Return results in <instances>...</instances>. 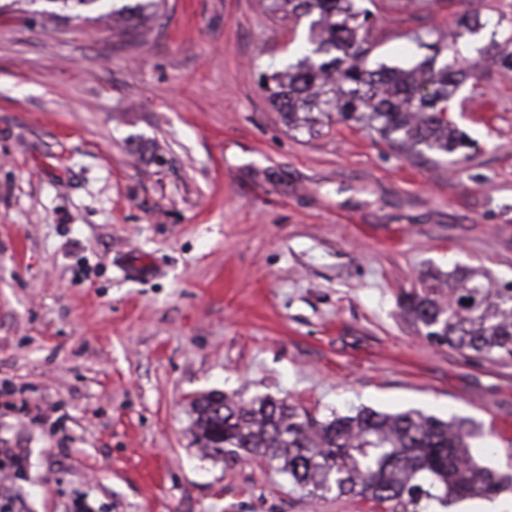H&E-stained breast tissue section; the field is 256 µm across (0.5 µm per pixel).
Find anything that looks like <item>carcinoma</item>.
Instances as JSON below:
<instances>
[{
    "label": "carcinoma",
    "instance_id": "1",
    "mask_svg": "<svg viewBox=\"0 0 512 512\" xmlns=\"http://www.w3.org/2000/svg\"><path fill=\"white\" fill-rule=\"evenodd\" d=\"M375 0H270V9L309 18L300 56L267 76L273 109L294 129L322 119L377 134L400 152L423 148L468 158L472 144L448 119L466 74L448 64L440 42L407 66L365 64ZM159 0H130L120 11L132 34L158 15ZM430 285L407 296L406 315L425 337L459 352L512 360V284L493 287L457 270L448 274V304ZM196 442L208 455L234 462L249 454L276 464L288 481L315 498L351 495L383 512H446L458 500L512 490V473L480 466L470 448L476 433L464 420L421 412L361 408L318 420L282 400H234L218 392L193 402Z\"/></svg>",
    "mask_w": 512,
    "mask_h": 512
}]
</instances>
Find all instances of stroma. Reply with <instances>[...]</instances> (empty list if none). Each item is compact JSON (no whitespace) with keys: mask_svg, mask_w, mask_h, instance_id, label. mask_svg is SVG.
I'll return each instance as SVG.
<instances>
[{"mask_svg":"<svg viewBox=\"0 0 512 512\" xmlns=\"http://www.w3.org/2000/svg\"><path fill=\"white\" fill-rule=\"evenodd\" d=\"M267 0H165L138 33L52 0L0 14V470L13 512H376L258 458H202L194 397L472 423L512 472V361L420 336L402 302L460 267L512 283V0H376L369 57L485 25L450 121L470 159L333 119L291 130L259 83L307 23Z\"/></svg>","mask_w":512,"mask_h":512,"instance_id":"obj_1","label":"stroma"}]
</instances>
